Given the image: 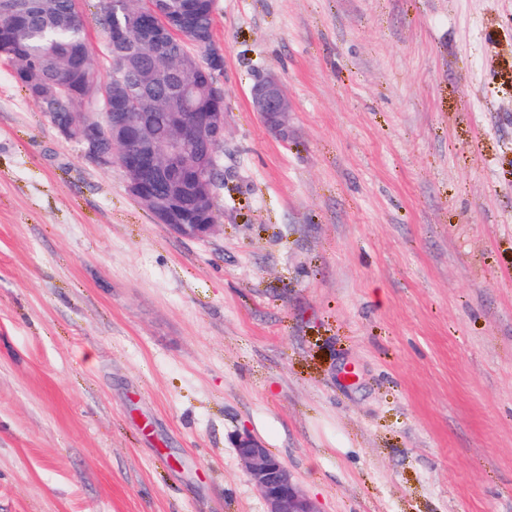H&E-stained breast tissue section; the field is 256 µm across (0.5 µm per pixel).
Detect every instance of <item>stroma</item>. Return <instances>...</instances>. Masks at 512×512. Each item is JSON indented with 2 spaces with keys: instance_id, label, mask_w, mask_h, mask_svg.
Masks as SVG:
<instances>
[{
  "instance_id": "obj_1",
  "label": "stroma",
  "mask_w": 512,
  "mask_h": 512,
  "mask_svg": "<svg viewBox=\"0 0 512 512\" xmlns=\"http://www.w3.org/2000/svg\"><path fill=\"white\" fill-rule=\"evenodd\" d=\"M219 228L0 59V512H512V0H216ZM275 73L280 141L253 112ZM251 106L265 126L280 141L288 139V112H292L288 96L280 79L266 73L260 76L250 89ZM233 447L265 504L264 512H323L299 487L288 467L252 435L237 433Z\"/></svg>"
}]
</instances>
